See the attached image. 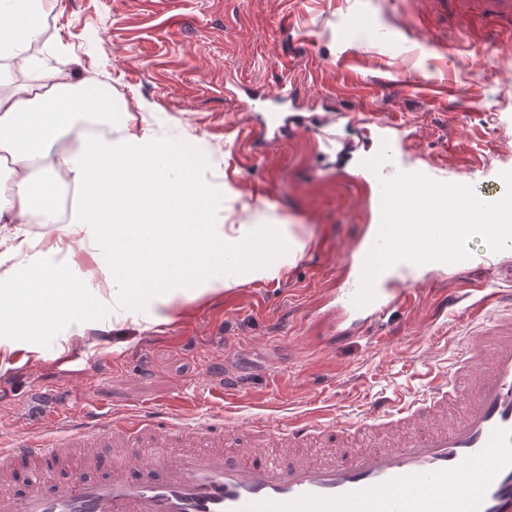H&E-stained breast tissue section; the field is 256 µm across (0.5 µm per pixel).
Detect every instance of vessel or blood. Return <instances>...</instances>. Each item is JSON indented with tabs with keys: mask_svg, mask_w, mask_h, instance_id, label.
Wrapping results in <instances>:
<instances>
[{
	"mask_svg": "<svg viewBox=\"0 0 512 512\" xmlns=\"http://www.w3.org/2000/svg\"><path fill=\"white\" fill-rule=\"evenodd\" d=\"M435 13L473 10L512 22V0H423ZM390 161L382 177L415 172L403 130L372 117ZM370 225L348 260L338 308L362 333L410 308L422 280L401 262L359 307ZM487 320L451 373L425 396L380 398L359 421L315 414L277 425L193 422L163 412H65L48 404L37 428L0 442V512H512V296L481 294Z\"/></svg>",
	"mask_w": 512,
	"mask_h": 512,
	"instance_id": "1",
	"label": "vessel or blood"
}]
</instances>
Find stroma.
Instances as JSON below:
<instances>
[{"label":"stroma","mask_w":512,"mask_h":512,"mask_svg":"<svg viewBox=\"0 0 512 512\" xmlns=\"http://www.w3.org/2000/svg\"><path fill=\"white\" fill-rule=\"evenodd\" d=\"M47 41L63 48L73 81L110 89L113 137L192 135L212 154L188 177L205 187L214 223L286 221L307 248L280 279L186 301L168 324H116L107 305L96 346L63 352L36 337L41 359L18 349L0 369V434L26 432L31 408L71 391L106 410L190 397L212 387L218 365L235 390L223 402L231 420L354 418L397 391L418 397L421 374L445 371L479 328L464 304L441 305L448 289L512 291V255L484 271L489 248L477 239L470 269L428 271L418 305L393 313L380 340L328 342L343 328L331 299L346 260L377 221L373 187L350 161L378 140L323 104L362 96L405 125L419 163L494 187L512 170V29L503 23L453 10L438 18L418 0H58ZM408 73L419 92L403 84ZM285 74L306 125L273 141L259 127L264 103L233 90L270 92Z\"/></svg>","instance_id":"35a3bbf8"}]
</instances>
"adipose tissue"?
<instances>
[{
    "mask_svg": "<svg viewBox=\"0 0 512 512\" xmlns=\"http://www.w3.org/2000/svg\"><path fill=\"white\" fill-rule=\"evenodd\" d=\"M54 0H0V149L9 155V183L0 184V350L18 331L66 333L82 343L111 305L116 321L170 323L182 297L219 294L242 283L277 279L306 242L291 224L213 223L201 187L182 170L203 164L193 137L165 144L144 135H92L80 117L112 116V96L98 81L72 82L56 50L33 55ZM48 161L35 184L34 161ZM78 197L67 216L55 205L58 182ZM54 224L49 246L22 231ZM278 241V258L260 251ZM90 244L105 289L72 269L76 245ZM235 256L225 266V256Z\"/></svg>",
    "mask_w": 512,
    "mask_h": 512,
    "instance_id": "1",
    "label": "adipose tissue"
}]
</instances>
